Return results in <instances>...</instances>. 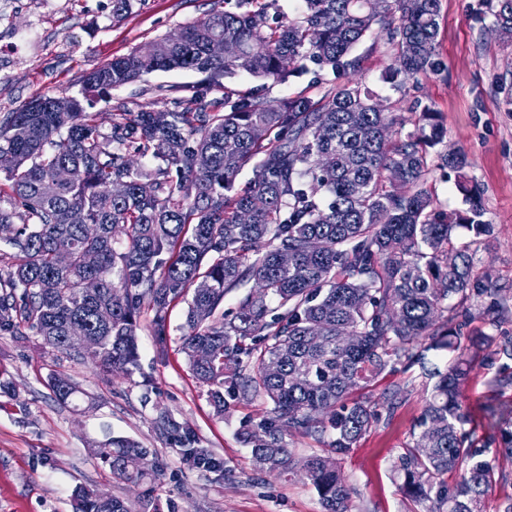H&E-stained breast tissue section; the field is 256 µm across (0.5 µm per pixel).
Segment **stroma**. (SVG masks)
I'll return each mask as SVG.
<instances>
[{
  "label": "stroma",
  "instance_id": "1",
  "mask_svg": "<svg viewBox=\"0 0 512 512\" xmlns=\"http://www.w3.org/2000/svg\"><path fill=\"white\" fill-rule=\"evenodd\" d=\"M479 3L442 0L438 40L447 70L399 91L392 79L393 51L376 30L353 48L360 60L355 69L335 72L304 61L284 84L240 71L216 85L191 70H159L100 94L86 89L89 72L182 26L236 10L237 0H135L118 21L112 0H12L11 9L0 14V46L33 28L39 38L22 47V60L0 58V117L54 93L80 99L106 132L115 113L162 110L172 98L196 91L218 102L228 91L270 101L297 93L318 100L330 88L359 83L397 115L394 130L404 134L412 130L419 105L431 106L444 128L442 149L468 160L461 173L431 169L435 206L457 218L456 244L473 243L475 278L499 288L512 303V36L500 34L492 14L476 20ZM463 175L478 190L488 235L474 237L461 221L469 208L457 189ZM466 307L459 316L465 331L512 338V315L491 318L478 299ZM186 313L185 302L172 303L166 333L159 336L152 311L142 310L139 366L128 373L69 359L29 331L0 335V512H72L71 492L79 483L136 504L140 487L113 477L92 453L93 444L110 436L149 449L158 468L151 492L155 512H322L304 476L254 468L244 433L266 417L269 406L260 400L234 403L217 413L181 351ZM506 371L512 373V360L485 350L463 389L466 431L482 459L507 474L486 492L485 512H500L512 498V459L498 452L501 430L512 431V386L499 384ZM54 373L75 382L93 398L94 408L58 403L48 386ZM397 386L405 397L397 410L386 412L385 395ZM431 388L419 367L394 362L355 392V400L377 410L379 418L341 463L352 512H425L403 493L394 466L417 430ZM186 429L219 460V470L184 462L180 435Z\"/></svg>",
  "mask_w": 512,
  "mask_h": 512
}]
</instances>
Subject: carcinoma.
<instances>
[{"label": "carcinoma", "mask_w": 512, "mask_h": 512, "mask_svg": "<svg viewBox=\"0 0 512 512\" xmlns=\"http://www.w3.org/2000/svg\"><path fill=\"white\" fill-rule=\"evenodd\" d=\"M301 18L270 27L264 8L224 11L155 42V53L117 57L86 75L110 89L157 70L189 69L213 81L239 70L285 84L303 59L355 68L352 48L377 26L407 79L439 75L441 0H305ZM495 25L512 33V0H498ZM239 47L210 56L208 41ZM396 118L358 85L281 101L224 96V110L198 94L172 108L122 112L106 133L96 115L68 96L45 94L0 120V170L15 203L0 207V335L29 330L45 347L80 362L127 372L138 364L143 306L157 335L176 300L188 305L183 350L195 378L224 412L230 402L262 399L270 416L247 432L253 465L303 473L322 512H350L339 456L370 429L374 413L343 405L391 361L424 364L425 337L457 352L433 380L412 442L396 471L407 496L426 512H483L487 488L507 475L477 459L459 433L466 422L462 387L484 348L512 359V339L464 336L452 323L471 297L499 289L472 278L469 247H456V224L433 207L427 187L430 149L443 138L427 106L417 129L395 137ZM149 153L136 168L130 149ZM464 170V155L437 153ZM252 181L232 192L239 171ZM122 187L112 194V185ZM465 222L482 229L475 187L460 177ZM255 282L224 312V297ZM345 336L360 337L355 348ZM49 387L63 404L79 397L68 377ZM295 430L332 433L321 452L295 457L284 439ZM184 461L207 453L191 432L180 436ZM100 456L112 475L134 485L157 476L147 449L110 437ZM459 480L448 485V475ZM73 512H132L121 499L86 485L71 494Z\"/></svg>", "instance_id": "cac0c4a2"}]
</instances>
